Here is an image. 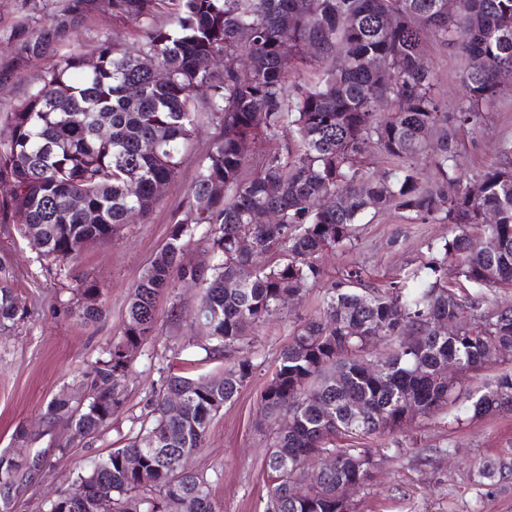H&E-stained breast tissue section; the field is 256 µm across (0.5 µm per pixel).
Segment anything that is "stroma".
Wrapping results in <instances>:
<instances>
[{"instance_id": "1", "label": "stroma", "mask_w": 512, "mask_h": 512, "mask_svg": "<svg viewBox=\"0 0 512 512\" xmlns=\"http://www.w3.org/2000/svg\"><path fill=\"white\" fill-rule=\"evenodd\" d=\"M67 0H0V113L9 111L49 65V57L21 60V34L47 25ZM113 39L136 48L141 37L110 13L92 12L85 23L59 42L56 54L73 46L92 51L98 41ZM425 60L438 78L444 107L455 111L469 60L440 42H429ZM219 135L210 113H199L193 137L178 174L159 191L160 201L146 218L124 225L111 243L84 249L72 261L51 264L40 259L13 225L0 224V269L9 274L27 317L18 328L0 333V453L15 447V432L25 429L27 446L46 451L50 469L35 473L20 487L15 512H42L49 492L66 476L105 457L118 443L138 432L150 398L159 391L166 368H188L191 375L223 371L221 356L206 355L200 329L191 325L198 297L177 285L158 302L156 341L142 345L123 380L124 405L107 427L83 441L69 443L63 425H49L43 414L56 396L73 394L76 383L113 342L120 339L130 293L166 243L174 218L184 216L188 189ZM512 138V79L505 81L486 118L465 134L461 170L474 179L499 161L498 145ZM352 246L322 253V280L301 293L279 318L257 326L244 352L253 375L234 401L212 419L206 443L194 458L197 470L212 478V497L221 512H263L268 491L265 446L270 428L261 414L260 394L296 324L317 315L327 282L353 265L362 267L377 288L419 266L429 243L450 237V225L411 220L404 211L364 212ZM101 288L102 317L84 323L67 314L85 283ZM512 372V355L480 376L457 385L462 398L432 418L415 417L401 430L370 440V447L401 448L395 458L379 461L365 486L350 497L355 512H512V492L480 495L474 482L481 461L512 458V415L470 419L464 396L497 375ZM66 454H59L60 446Z\"/></svg>"}]
</instances>
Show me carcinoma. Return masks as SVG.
Segmentation results:
<instances>
[{
	"label": "carcinoma",
	"mask_w": 512,
	"mask_h": 512,
	"mask_svg": "<svg viewBox=\"0 0 512 512\" xmlns=\"http://www.w3.org/2000/svg\"><path fill=\"white\" fill-rule=\"evenodd\" d=\"M455 2L450 9L448 0H68L22 42L21 57H43L98 6L142 37L134 52L104 40L89 54L58 57L5 114L0 224L26 216L19 233L40 257L74 260L112 241L159 203L158 187L178 173L198 112L211 113L221 130L189 188L186 217L174 220L132 289L121 340L80 381L84 408L54 397L49 423L81 427L86 437L112 422L123 405L124 347L153 339L159 296L183 280L197 283L194 322L212 351H241L254 326L281 314L282 299L319 280L320 254L356 240L368 208L446 223L453 236L383 290L362 269L346 270L327 285L319 314L298 325L260 397L272 427L264 512H351L348 493L375 464L363 441L406 422L405 398L414 413L432 415L456 399L460 378L487 368L494 353H512V305L496 300L512 288V140L473 182L464 180L455 148L456 132L478 127L495 101L500 71L512 70V0ZM387 15L391 26L379 22ZM287 21L285 45L279 31ZM429 38L480 61L466 71L452 113L424 60ZM215 55L223 59L219 73L208 68ZM377 59L385 72L370 65ZM329 61L321 77L288 93L292 68ZM381 99L392 103L385 115ZM262 137L282 138L284 147L247 177L246 147ZM372 148L402 165L371 170ZM424 153L437 173L430 186L420 177ZM75 197L79 210L71 208ZM267 210L278 213L277 223L255 221ZM489 212L496 223H483ZM200 227L209 263L189 269L183 252ZM245 238L253 247L241 246ZM450 261L473 291L448 287ZM78 293L70 313L96 320L100 288L87 283ZM26 317L1 278L0 332ZM443 321L458 331L439 333ZM378 344L385 350L375 353ZM253 368L242 355L220 374H168L150 400L149 424L72 476L45 512H72L77 496L101 489L112 491V512H218L210 478L185 469L183 459L204 447L213 417ZM172 393L189 400L180 415L166 407ZM466 401L473 420L512 414V373ZM26 455L22 447L0 455V512H10L8 493L30 477ZM131 455L143 459L141 470L127 467ZM329 456L334 465L309 481L305 464ZM475 483L489 494L511 485L512 461L479 464Z\"/></svg>",
	"instance_id": "obj_1"
}]
</instances>
